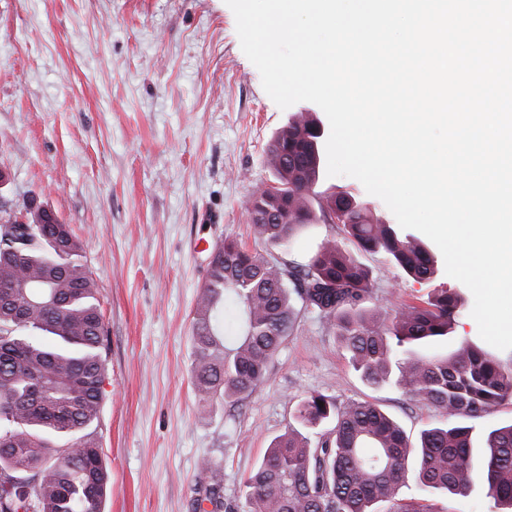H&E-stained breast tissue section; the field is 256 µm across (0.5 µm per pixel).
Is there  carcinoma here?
Returning a JSON list of instances; mask_svg holds the SVG:
<instances>
[{
	"mask_svg": "<svg viewBox=\"0 0 512 512\" xmlns=\"http://www.w3.org/2000/svg\"><path fill=\"white\" fill-rule=\"evenodd\" d=\"M320 134L311 112L280 130L268 150L277 193L253 196L250 215L267 248H286L317 217L336 214L343 239L379 254L432 286L394 317L368 307L371 271L326 240L304 266L269 260L226 238L214 249L193 314V379L199 391L239 403L264 383L295 324L294 299L334 329L349 364L372 386L392 384L438 409L447 423L413 444L378 406L320 393L297 406L301 429L332 428L311 441L301 429L276 437L243 486L246 512H428L397 498L413 480L423 493L486 491L512 512V423L474 446L466 418L512 398V368L464 342L448 354L431 348L452 335L465 296L437 283L431 248L384 221L354 190L318 200ZM0 205V512H103L110 473L84 430L98 417L105 379L104 322L83 247L67 224H37ZM228 302L240 313L226 342L217 321ZM212 472L204 500L222 505Z\"/></svg>",
	"mask_w": 512,
	"mask_h": 512,
	"instance_id": "obj_1",
	"label": "carcinoma"
}]
</instances>
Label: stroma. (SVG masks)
I'll return each instance as SVG.
<instances>
[{
    "instance_id": "obj_1",
    "label": "stroma",
    "mask_w": 512,
    "mask_h": 512,
    "mask_svg": "<svg viewBox=\"0 0 512 512\" xmlns=\"http://www.w3.org/2000/svg\"><path fill=\"white\" fill-rule=\"evenodd\" d=\"M244 55L225 0H0V201L37 202L83 245L107 334L99 417L111 474L104 512H195L208 472L220 512L294 427L312 393L378 405L418 441L443 414L366 385L326 320L296 303L293 331L241 405L192 379V316L214 246L256 248L248 206L270 181L266 151L289 118ZM336 226L299 231L272 258L307 263ZM387 310L430 286L358 253Z\"/></svg>"
}]
</instances>
